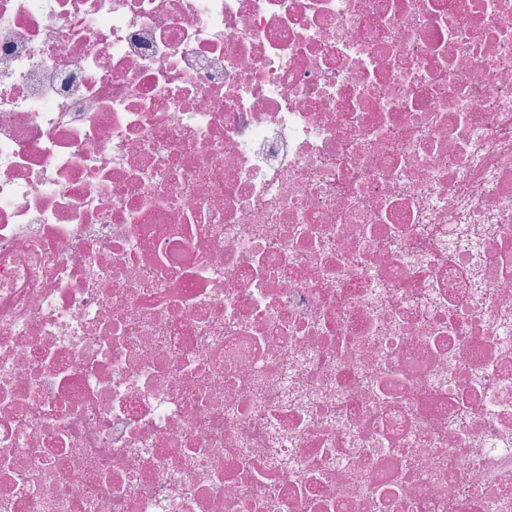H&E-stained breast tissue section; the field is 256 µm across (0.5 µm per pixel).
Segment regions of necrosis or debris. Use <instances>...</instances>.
<instances>
[{"mask_svg":"<svg viewBox=\"0 0 512 512\" xmlns=\"http://www.w3.org/2000/svg\"><path fill=\"white\" fill-rule=\"evenodd\" d=\"M0 512H512V0H0Z\"/></svg>","mask_w":512,"mask_h":512,"instance_id":"4bbe7bcc","label":"necrosis or debris"}]
</instances>
